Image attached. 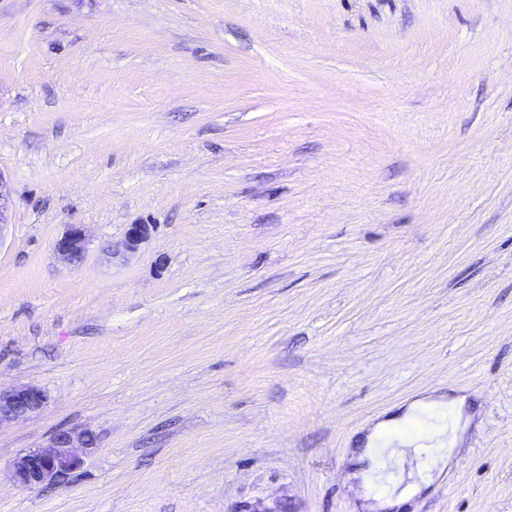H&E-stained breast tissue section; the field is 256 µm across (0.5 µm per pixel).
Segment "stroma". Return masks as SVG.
<instances>
[{
  "mask_svg": "<svg viewBox=\"0 0 512 512\" xmlns=\"http://www.w3.org/2000/svg\"><path fill=\"white\" fill-rule=\"evenodd\" d=\"M0 174V385L47 396L0 512H354L366 435L448 394L409 512H512V0H0ZM86 248V233L81 224L70 225L56 244L57 254L70 265H77L81 262ZM153 224H130L127 226L124 237L117 243H112L107 249L112 259L116 257L126 258L137 253L155 231ZM463 401L454 397H448L447 401L443 397L438 400H420L413 403L402 416L403 419H410L426 414L429 418L435 419V422L428 424L430 444L427 447H415L413 452L416 458L426 454L436 460V470L438 464H441L439 472L451 462L458 451L456 447L462 443L460 407ZM97 447L95 435L85 428L69 427L56 431L47 449H34L15 457L11 476L25 488L53 485L81 467L83 455Z\"/></svg>",
  "mask_w": 512,
  "mask_h": 512,
  "instance_id": "35a3bbf8",
  "label": "stroma"
}]
</instances>
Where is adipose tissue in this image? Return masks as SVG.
Returning a JSON list of instances; mask_svg holds the SVG:
<instances>
[{"instance_id":"adipose-tissue-1","label":"adipose tissue","mask_w":512,"mask_h":512,"mask_svg":"<svg viewBox=\"0 0 512 512\" xmlns=\"http://www.w3.org/2000/svg\"><path fill=\"white\" fill-rule=\"evenodd\" d=\"M462 399L448 398L438 400H420L413 403L408 411V417L414 418L424 414L430 417L428 426L429 444L424 447V454L436 460L438 464L445 465L451 462L462 442L460 408ZM387 423H380L370 431L365 440L364 448L360 449L356 457V475L362 480L364 493L363 500H370V488L376 487L382 480V469L385 461L398 460L404 457V449L393 446L392 442L383 438L387 430Z\"/></svg>"}]
</instances>
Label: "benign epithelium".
<instances>
[{
    "mask_svg": "<svg viewBox=\"0 0 512 512\" xmlns=\"http://www.w3.org/2000/svg\"><path fill=\"white\" fill-rule=\"evenodd\" d=\"M12 203L10 183L0 175V233L7 226ZM155 231L153 224H130L121 241L108 248L112 257L126 258L137 253ZM87 248L83 225L72 224L57 241L56 252L70 264L81 262ZM46 403L44 392L30 385L0 387V425L27 420L37 415ZM97 447L95 435L85 428L69 427L56 431L47 448L34 449L15 457L11 476L15 484L25 488L53 485L81 467L83 456Z\"/></svg>",
    "mask_w": 512,
    "mask_h": 512,
    "instance_id": "7a95c632",
    "label": "benign epithelium"
}]
</instances>
